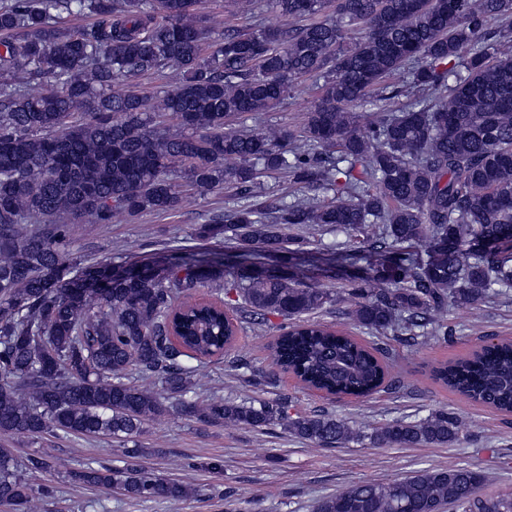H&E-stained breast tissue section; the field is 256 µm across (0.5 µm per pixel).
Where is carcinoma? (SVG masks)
Instances as JSON below:
<instances>
[{
	"mask_svg": "<svg viewBox=\"0 0 512 512\" xmlns=\"http://www.w3.org/2000/svg\"><path fill=\"white\" fill-rule=\"evenodd\" d=\"M198 0H8L0 5V435L133 441L164 410L158 383L208 422L280 426L322 446L448 444L454 414L394 420L360 434L329 414L292 416L288 399L212 393L186 402L195 368L237 341L244 315L292 321L273 362L336 399L386 386V351L304 317L336 301L307 284L359 267L354 325L380 338L448 341V311L512 289V0H272L295 28L226 27L212 41ZM91 15L72 29L64 18ZM183 74L155 96L117 93L132 77ZM403 74L402 83L392 82ZM321 82L297 130H238L234 120L283 103L293 81ZM38 79L51 83L28 92ZM406 101L394 108L391 101ZM189 186L231 189L237 208L197 228L236 243L224 257L185 255L131 274L65 259L71 225L110 224L182 207ZM282 174L292 200L265 199ZM316 225L362 236L356 249L303 253L292 273L256 274L283 251V230ZM210 298L194 299L202 289ZM466 398L512 413V340L434 367ZM48 468L0 448V502L34 512ZM72 480L131 499H180L185 486L145 468L97 467ZM475 467L356 483L316 512H512V493L483 496Z\"/></svg>",
	"mask_w": 512,
	"mask_h": 512,
	"instance_id": "1",
	"label": "carcinoma"
}]
</instances>
